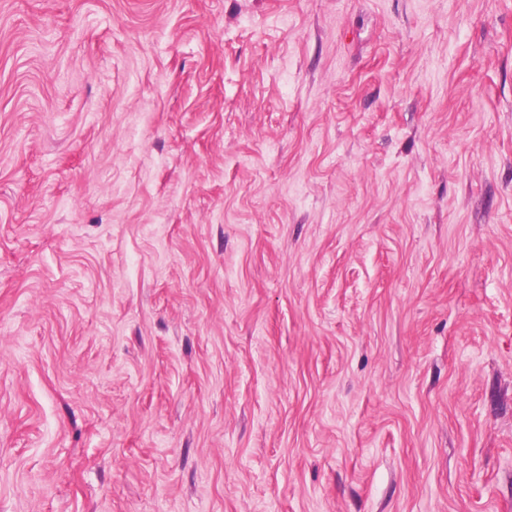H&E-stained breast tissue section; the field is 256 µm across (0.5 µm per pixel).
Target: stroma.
Instances as JSON below:
<instances>
[{
	"label": "stroma",
	"mask_w": 512,
	"mask_h": 512,
	"mask_svg": "<svg viewBox=\"0 0 512 512\" xmlns=\"http://www.w3.org/2000/svg\"><path fill=\"white\" fill-rule=\"evenodd\" d=\"M0 512H512V0H0Z\"/></svg>",
	"instance_id": "1"
}]
</instances>
